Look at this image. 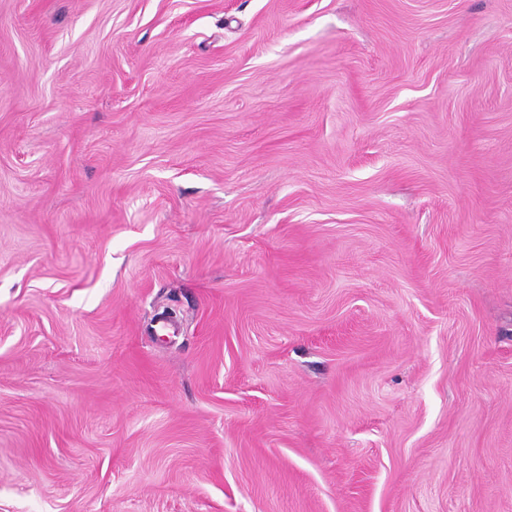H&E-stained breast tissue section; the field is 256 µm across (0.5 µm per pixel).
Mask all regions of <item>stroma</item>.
<instances>
[{"instance_id":"35a3bbf8","label":"stroma","mask_w":512,"mask_h":512,"mask_svg":"<svg viewBox=\"0 0 512 512\" xmlns=\"http://www.w3.org/2000/svg\"><path fill=\"white\" fill-rule=\"evenodd\" d=\"M0 512H512V0H0Z\"/></svg>"}]
</instances>
